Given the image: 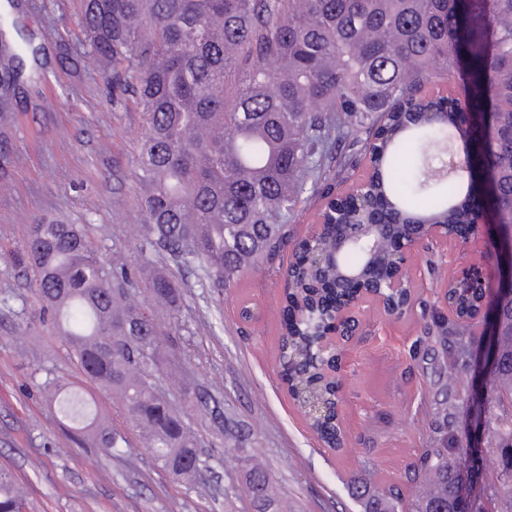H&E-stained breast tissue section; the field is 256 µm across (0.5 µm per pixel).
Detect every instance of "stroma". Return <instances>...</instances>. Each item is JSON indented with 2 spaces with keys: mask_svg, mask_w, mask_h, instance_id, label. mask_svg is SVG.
<instances>
[{
  "mask_svg": "<svg viewBox=\"0 0 512 512\" xmlns=\"http://www.w3.org/2000/svg\"><path fill=\"white\" fill-rule=\"evenodd\" d=\"M80 8L81 0H20L23 24L45 48L46 78L19 95L8 131L18 160L0 179V248L7 251L20 250L29 225L46 217L85 225L108 255L113 239L130 235L139 216L135 172L144 115L132 98L113 103L102 68L86 65ZM52 95L58 104L50 109L45 102ZM495 266L492 252L474 261L463 243L425 242L409 268V310L391 317L370 301L355 308L360 332L340 373L344 440L336 450L313 431L280 376L284 297L275 276L255 270L241 287L220 294L175 263L146 269L140 284L162 274L180 292L177 313L158 310L161 324L174 316L180 321L166 339L159 390L176 402L174 376L216 378L225 406L251 430L241 447L228 448L195 425L209 466L204 479L211 492L202 496L193 481L174 479L154 462L112 393L97 397L110 423L131 438L121 457L76 445L64 428L48 424L50 408L38 388L46 370L74 382L80 374L68 347L39 322L34 303L15 299L18 267L0 260V465L18 475L39 512H248L245 464L251 459L269 474L288 512H361L353 483L406 484L422 449L450 437L463 445L474 434V389L485 380L473 364L444 393L447 339L424 327L451 322L444 299L449 278ZM245 302L255 312L248 323L238 317ZM448 408L455 428L436 432Z\"/></svg>",
  "mask_w": 512,
  "mask_h": 512,
  "instance_id": "1",
  "label": "stroma"
}]
</instances>
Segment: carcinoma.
Listing matches in <instances>:
<instances>
[{"label": "carcinoma", "instance_id": "obj_1", "mask_svg": "<svg viewBox=\"0 0 512 512\" xmlns=\"http://www.w3.org/2000/svg\"><path fill=\"white\" fill-rule=\"evenodd\" d=\"M79 23L87 59L125 76L145 114L136 185L142 264L165 257L192 271L204 288L222 291L275 266L290 238L295 212L331 193L334 181L373 154V190L397 224H465L485 204L499 228L512 232V0H82ZM16 23L0 20V125L24 61L36 59L31 40L15 39ZM464 76L466 105L434 99L428 87ZM467 125L472 154L458 173L482 160L492 183L489 201L443 169L455 132ZM125 243L112 242V263L76 224L37 221L23 254L27 291L97 388L116 392L155 459L176 478L202 474V459L185 416L199 419L238 448L245 435L208 379L183 393L178 411L156 387L164 337L177 331L133 299L122 261ZM295 284L330 301L336 289L312 270L308 249L292 250ZM155 305H172L176 286L153 277ZM458 317L437 326L454 337L448 380L466 363L467 310L482 289L453 288ZM497 364L487 381L504 415L495 429L499 469L482 479L490 499L512 512V302L499 308ZM325 325L309 308L282 326L283 378L290 394L316 376L312 355ZM52 421L67 423L80 440L110 453L127 439L91 408L89 391L58 377L43 384ZM462 454L465 464H453ZM412 465L414 492L392 484L381 491L352 487L362 512H458L462 475L482 461L470 446L427 448ZM260 497L258 512H281L270 478L247 473ZM0 512H35L18 476L0 466Z\"/></svg>", "mask_w": 512, "mask_h": 512}]
</instances>
